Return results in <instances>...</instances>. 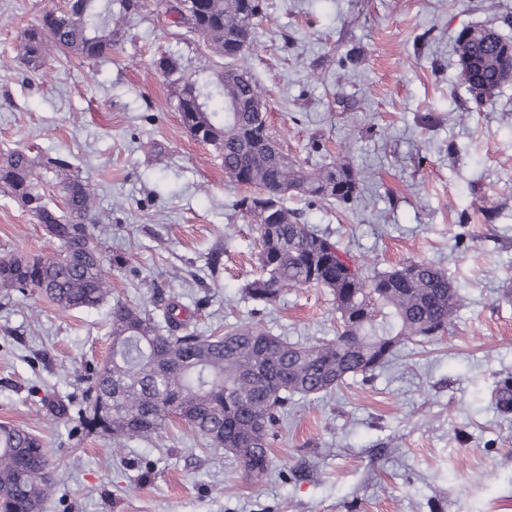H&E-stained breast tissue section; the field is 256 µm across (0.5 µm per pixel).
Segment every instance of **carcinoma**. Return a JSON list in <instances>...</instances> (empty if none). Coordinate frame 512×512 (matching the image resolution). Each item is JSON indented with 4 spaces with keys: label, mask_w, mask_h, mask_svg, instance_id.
<instances>
[{
    "label": "carcinoma",
    "mask_w": 512,
    "mask_h": 512,
    "mask_svg": "<svg viewBox=\"0 0 512 512\" xmlns=\"http://www.w3.org/2000/svg\"><path fill=\"white\" fill-rule=\"evenodd\" d=\"M172 22L198 37L220 69L201 82L181 75L175 58L162 56L172 78L177 111L190 134L222 151L224 172L256 190L236 201L258 227V277L243 291L271 304L286 288L330 290L340 314L332 341L290 343L259 327L224 329L203 336L179 317L172 302L157 317L117 300L112 304V351L85 385L79 427L114 440L148 439L176 421L208 447L231 454L246 476L263 479L271 468L269 437L295 396L319 398L347 377L366 375L388 362L408 341L430 342L448 330L462 296L447 274L423 260L366 274L349 253L288 209L290 195L347 205L360 178L345 165L305 169L273 137L254 78L236 65L266 11L265 0H163ZM143 0H87L79 17L53 11L23 32V60L41 66L51 52L99 59L111 52L129 16ZM468 91L484 102L512 78V40L484 28L457 39ZM62 188L64 206L44 187ZM0 191L53 228L63 242L52 257L0 258V289L44 294L64 311L98 308L112 298L106 250L95 233L90 192L64 157L17 149L0 157ZM496 409L512 415V373L492 391ZM56 481L49 450L34 434L0 424V512H43Z\"/></svg>",
    "instance_id": "1"
}]
</instances>
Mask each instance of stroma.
<instances>
[{
	"label": "stroma",
	"mask_w": 512,
	"mask_h": 512,
	"mask_svg": "<svg viewBox=\"0 0 512 512\" xmlns=\"http://www.w3.org/2000/svg\"><path fill=\"white\" fill-rule=\"evenodd\" d=\"M132 15L105 58L51 54L23 64L21 35L57 0H0V154L68 158L94 191L112 295L155 310L186 306L203 335L257 326L291 342L332 339L326 288L261 305L256 226L235 208L212 146L197 142L155 63L206 79L212 58L156 12ZM242 65L283 150L303 167L346 163L364 182L350 207L285 200L360 264L424 260L466 302L431 343L402 346L371 374L292 400L270 438L261 483L184 426L116 442L76 427L75 370L106 360L111 307L65 312L36 292L0 291V423L52 452L44 512H512V415L491 400L512 373V82L476 103L459 33L512 38V0H269ZM59 243L0 193V254L53 255Z\"/></svg>",
	"instance_id": "obj_1"
}]
</instances>
